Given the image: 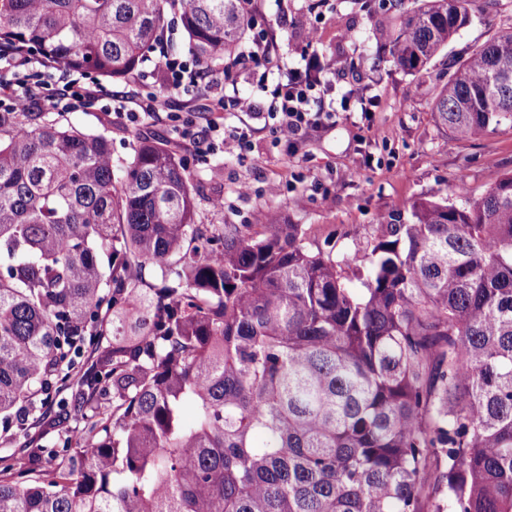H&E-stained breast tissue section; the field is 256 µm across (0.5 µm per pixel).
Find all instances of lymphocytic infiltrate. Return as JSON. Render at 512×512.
I'll return each mask as SVG.
<instances>
[{"label":"lymphocytic infiltrate","instance_id":"obj_1","mask_svg":"<svg viewBox=\"0 0 512 512\" xmlns=\"http://www.w3.org/2000/svg\"><path fill=\"white\" fill-rule=\"evenodd\" d=\"M247 59L264 63L276 72L277 78L268 91L266 105H259L254 99L234 92L212 98L208 109L212 112H232L239 116L236 125L209 123L207 131H198L194 117H186L177 125L180 139L195 152L217 151L221 146L231 145L239 152H247L250 147V119L263 116L275 143L296 144L302 131L309 128H322L336 121L338 112L354 109L370 112L373 99L355 92H346L339 104L327 102V88L323 85L304 81L301 68L289 66L283 56L271 49L262 37H255L246 54ZM7 67L25 73L17 91L11 94L10 109L14 112L27 111L42 95V74L47 65L31 56L6 52L0 54Z\"/></svg>","mask_w":512,"mask_h":512}]
</instances>
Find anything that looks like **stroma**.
<instances>
[{"mask_svg":"<svg viewBox=\"0 0 512 512\" xmlns=\"http://www.w3.org/2000/svg\"><path fill=\"white\" fill-rule=\"evenodd\" d=\"M278 0H264L259 28L272 30L289 66L300 64L308 29H318V50L328 70L345 74L352 87L378 106L370 115L338 114L336 123L321 131H308L296 152L273 146L263 120H253L254 133L247 158L232 148L201 155L178 146L174 123L135 121L134 104L123 97L162 92L168 109L197 113L202 96L159 89L163 73L159 52H151L140 74L131 80L80 76L83 84L96 83L97 100L89 106L60 109L39 99L33 109L46 113L59 125H72L106 135L113 157L131 156L138 136L167 142L199 188L197 220L202 224H301L310 228L312 246L332 243L337 254L353 255V244L374 236L382 215L408 211L420 197L452 198L458 176H466L473 195L482 194L503 174L512 172V131H498L469 140H453L433 112L439 73L452 60L466 56L493 32L512 28V0H495L448 44L425 74L413 75L396 67L387 48L373 36L377 23L394 20L387 9L367 12L362 0H288V23L276 25ZM355 37L345 40L343 29ZM213 95H221L233 82L240 95L263 100L264 68L257 63L235 64L231 77L215 74ZM126 115H117L118 105ZM250 192L240 195L241 184ZM223 209L211 207L213 199Z\"/></svg>","mask_w":512,"mask_h":512,"instance_id":"stroma-1","label":"stroma"}]
</instances>
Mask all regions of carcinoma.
I'll list each match as a JSON object with an SVG mask.
<instances>
[{"instance_id": "obj_1", "label": "carcinoma", "mask_w": 512, "mask_h": 512, "mask_svg": "<svg viewBox=\"0 0 512 512\" xmlns=\"http://www.w3.org/2000/svg\"><path fill=\"white\" fill-rule=\"evenodd\" d=\"M492 0H399L417 74ZM179 8L213 75L261 0H0V49L129 80ZM457 141L512 129V30L450 64ZM0 430L72 390L76 425L0 469V512H512V173L354 243L196 222L168 144L0 112ZM156 276L147 281L142 270ZM93 336V369L70 371Z\"/></svg>"}]
</instances>
